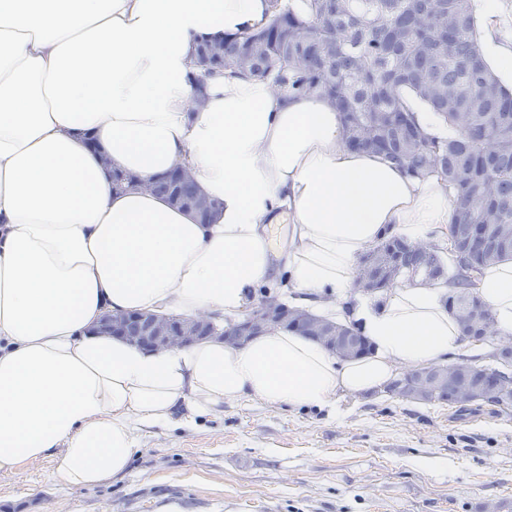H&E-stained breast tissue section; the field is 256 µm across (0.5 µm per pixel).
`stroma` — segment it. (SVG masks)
Segmentation results:
<instances>
[{"instance_id": "stroma-1", "label": "stroma", "mask_w": 512, "mask_h": 512, "mask_svg": "<svg viewBox=\"0 0 512 512\" xmlns=\"http://www.w3.org/2000/svg\"><path fill=\"white\" fill-rule=\"evenodd\" d=\"M124 476L63 488L52 459L0 475V512H512V408L378 391L335 410L225 404L142 432Z\"/></svg>"}]
</instances>
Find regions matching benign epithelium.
Instances as JSON below:
<instances>
[{"instance_id": "7a95c632", "label": "benign epithelium", "mask_w": 512, "mask_h": 512, "mask_svg": "<svg viewBox=\"0 0 512 512\" xmlns=\"http://www.w3.org/2000/svg\"><path fill=\"white\" fill-rule=\"evenodd\" d=\"M373 267L371 260L364 258L356 277L355 286L365 291L372 290ZM132 315H108L104 328L128 342L155 351L173 350L190 345L204 337L216 335L214 325L204 318H172L151 315L143 320L137 332L130 334L127 326L133 321ZM470 332L469 339L485 340L488 337L490 318L481 310L465 317ZM292 326L303 329L324 347L343 358L354 356L355 347L346 344L336 327L323 318L302 315L288 308L275 296H267L239 325L224 330V342L236 346L246 345L253 337L276 327ZM465 367L451 363L434 369L406 371L400 378L408 380L410 397L418 400H435L442 389L443 379L450 373L461 372ZM486 403H512V377L507 375L483 396Z\"/></svg>"}]
</instances>
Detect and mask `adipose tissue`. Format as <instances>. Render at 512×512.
<instances>
[{
  "label": "adipose tissue",
  "instance_id": "obj_1",
  "mask_svg": "<svg viewBox=\"0 0 512 512\" xmlns=\"http://www.w3.org/2000/svg\"><path fill=\"white\" fill-rule=\"evenodd\" d=\"M270 15V0H0V475L50 457L52 484L98 485L143 430L241 400L321 409L461 353L452 285L354 286L388 237L447 249L442 181L350 148L326 95L198 66L201 42ZM175 169L215 202L208 221L145 190ZM283 280L289 307L354 327L371 353L283 329L153 352L100 327L148 312L227 329ZM477 290L512 335V257Z\"/></svg>",
  "mask_w": 512,
  "mask_h": 512
}]
</instances>
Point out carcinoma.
<instances>
[{
    "label": "carcinoma",
    "mask_w": 512,
    "mask_h": 512,
    "mask_svg": "<svg viewBox=\"0 0 512 512\" xmlns=\"http://www.w3.org/2000/svg\"><path fill=\"white\" fill-rule=\"evenodd\" d=\"M270 21L242 36L205 41L199 64L268 79L278 90H318L337 102L352 148L382 153L413 176L434 173L454 197L450 227L459 244L449 268L439 254L402 238L380 244L394 272L443 278L448 300L486 308L472 272L505 257L493 224L512 227V89L488 67L479 37L477 0H272ZM429 109L451 134H425L411 102ZM157 193L186 207L198 196L172 178ZM499 369L475 364L448 378V405L477 402L463 389L486 391Z\"/></svg>",
    "instance_id": "1"
}]
</instances>
